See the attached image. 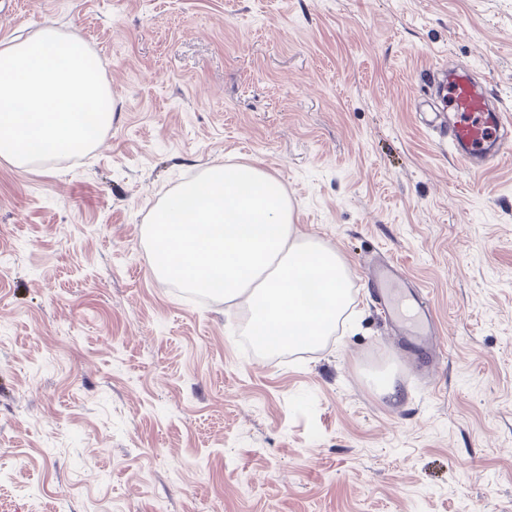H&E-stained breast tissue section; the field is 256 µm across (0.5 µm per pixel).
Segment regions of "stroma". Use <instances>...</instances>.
<instances>
[{
	"label": "stroma",
	"mask_w": 512,
	"mask_h": 512,
	"mask_svg": "<svg viewBox=\"0 0 512 512\" xmlns=\"http://www.w3.org/2000/svg\"><path fill=\"white\" fill-rule=\"evenodd\" d=\"M47 26L120 109L87 154L0 159V512H512V159L466 173L414 109L453 59L512 114V0H13L0 43ZM234 163L349 266L319 347L241 353L245 306L150 266L163 197ZM377 253L434 313L431 380ZM369 284L374 288L380 314L390 325L398 345L408 354H427L426 367L443 359L434 341L437 327L430 312L420 302L418 293L404 288L401 268L391 259L372 260L365 269ZM406 309L413 314H407Z\"/></svg>",
	"instance_id": "1"
}]
</instances>
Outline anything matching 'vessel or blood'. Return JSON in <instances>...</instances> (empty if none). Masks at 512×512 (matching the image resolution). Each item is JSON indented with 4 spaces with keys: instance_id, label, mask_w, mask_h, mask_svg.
<instances>
[{
    "instance_id": "vessel-or-blood-1",
    "label": "vessel or blood",
    "mask_w": 512,
    "mask_h": 512,
    "mask_svg": "<svg viewBox=\"0 0 512 512\" xmlns=\"http://www.w3.org/2000/svg\"><path fill=\"white\" fill-rule=\"evenodd\" d=\"M425 84L428 91L416 107L422 125L449 144L466 172L479 174L512 155V114L488 94L470 65L430 68ZM365 274L398 345L410 354H427L430 364H438L443 354L434 344L436 324L417 293L405 288L400 267L389 258L374 260Z\"/></svg>"
}]
</instances>
